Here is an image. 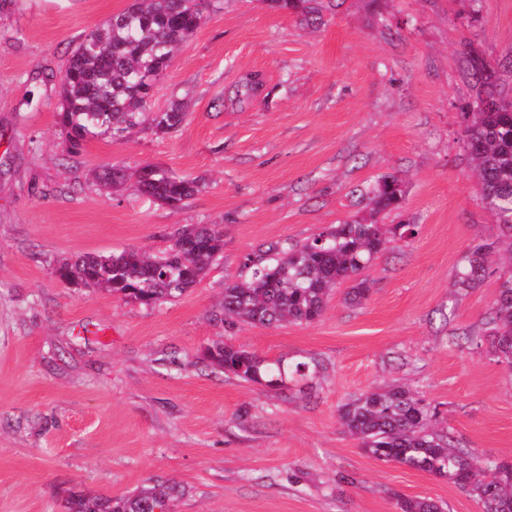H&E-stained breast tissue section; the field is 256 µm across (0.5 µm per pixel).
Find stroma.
Masks as SVG:
<instances>
[{"label": "stroma", "instance_id": "obj_1", "mask_svg": "<svg viewBox=\"0 0 512 512\" xmlns=\"http://www.w3.org/2000/svg\"><path fill=\"white\" fill-rule=\"evenodd\" d=\"M130 0H0V512H64L70 494L117 498L180 485L176 512H398L396 496L483 512L447 480L364 454L338 408L382 384L437 405L459 446L512 461V368L450 345L478 332L496 295L462 291L467 251L495 237L460 140L476 89L466 52L493 60L512 97V0H343L319 28L266 0H203L152 110L185 125L68 152L61 77L84 34ZM261 88L234 95L249 75ZM200 182L174 211L101 190L104 166L145 165ZM402 180L388 223L414 236L378 255L360 306L335 293L312 324L225 329L214 313L247 255L362 216L357 190ZM216 224L224 253L183 296L145 306L60 281L82 254L168 249ZM223 341L273 361L320 359L313 394L212 367ZM187 119V112L179 102H172L167 108L154 112L150 125L158 135H165L181 128Z\"/></svg>", "mask_w": 512, "mask_h": 512}]
</instances>
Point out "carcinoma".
<instances>
[{
  "label": "carcinoma",
  "instance_id": "cac0c4a2",
  "mask_svg": "<svg viewBox=\"0 0 512 512\" xmlns=\"http://www.w3.org/2000/svg\"><path fill=\"white\" fill-rule=\"evenodd\" d=\"M270 8L289 11L311 27L325 23L335 0H267ZM201 21L197 0H133L106 24L89 31L73 50L62 78L59 123L67 151L78 150L89 138L126 137L146 120L149 96L145 80L162 77L174 51L187 41ZM475 97L461 107L460 139L474 164L480 200L495 216L499 234L474 248L458 273L463 288L481 284L489 270V255L505 248L506 264L498 269V291L483 332L457 336L458 346H487L499 362L512 364V99L503 95L488 59L468 54ZM498 109L482 107L484 102ZM187 112L179 102L153 113L150 125L158 135L181 128ZM125 170H104L97 176L103 187L120 190ZM136 191L173 210L183 208L199 184L159 167L150 178L137 173ZM403 190L395 175L384 176L361 192L366 215L328 227L304 243L289 248L270 246L262 256L246 257L250 275L225 284L220 321L276 327L283 323L311 324L326 310L338 285L351 286L345 300L359 305L370 292L363 276L374 257L398 237L415 234L412 224L386 228L378 216L399 207ZM196 238L198 251L181 242ZM224 252V231L211 225H190L160 255L136 249L112 254L66 258L55 267L64 283L103 288L144 305L174 300L194 287ZM209 362L236 377L275 387L285 374L284 360L266 361L222 342L208 347ZM435 411L411 390L390 385L360 394L338 409L341 425L361 449L382 462L429 473L467 491L482 502L484 512H512V464L490 460L481 468L466 448H459L443 429L433 426ZM181 495L178 486L156 482L120 498L72 494L67 512H171ZM398 512H442L428 498L396 499Z\"/></svg>",
  "mask_w": 512,
  "mask_h": 512
}]
</instances>
